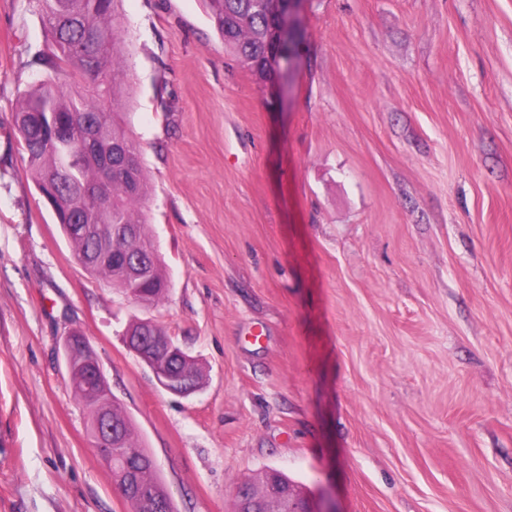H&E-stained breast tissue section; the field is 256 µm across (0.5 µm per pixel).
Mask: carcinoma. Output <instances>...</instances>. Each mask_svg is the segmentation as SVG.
<instances>
[{
    "label": "carcinoma",
    "mask_w": 512,
    "mask_h": 512,
    "mask_svg": "<svg viewBox=\"0 0 512 512\" xmlns=\"http://www.w3.org/2000/svg\"><path fill=\"white\" fill-rule=\"evenodd\" d=\"M210 17L224 43L252 69L273 72V46L270 42L276 17L266 0H207ZM116 0H37L40 21L49 43L39 52L36 63L66 74L71 82H83L89 92L73 94L63 85L46 79L26 91L16 112V130L21 150L27 155L35 183L41 187L55 176L63 179L53 199L61 222L79 216L88 227L112 225V255L117 260L96 259L86 270L107 279L112 287L143 304H155L167 293L169 282L161 270L158 246L141 212L145 197L142 157L139 144L130 138L116 120L119 100L114 88L120 76L122 35L115 14ZM56 112L62 118L79 122L97 121L112 132V140L125 145L133 167L132 182L112 180L98 185L106 166L103 152L84 147L80 132L69 143L60 145L39 137L38 114ZM75 256L91 257L95 241L89 235L70 240ZM148 260L151 279L130 282L120 258ZM71 379L78 399L91 407L89 427L100 414L112 416L122 426L119 451L140 471V487L147 498L168 509L169 496L160 486L150 455L137 446L132 421L115 403L103 395L93 396L85 386L83 372L75 370ZM300 506L308 504L306 493L279 473L264 475L261 483H242L235 493L234 512H288V498Z\"/></svg>",
    "instance_id": "obj_1"
}]
</instances>
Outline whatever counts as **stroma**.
Wrapping results in <instances>:
<instances>
[{"label": "stroma", "mask_w": 512, "mask_h": 512, "mask_svg": "<svg viewBox=\"0 0 512 512\" xmlns=\"http://www.w3.org/2000/svg\"><path fill=\"white\" fill-rule=\"evenodd\" d=\"M121 124L171 287L77 262L13 132L45 30L0 0V512H129L60 343L90 342L175 512L275 470L333 512H512V0H303L293 65L205 0H120ZM202 373L160 387L122 333ZM143 331L139 345H132L131 332L125 331L123 341L126 348L155 374L159 384L166 391L180 396H188L198 390V384L184 371H187L198 383L200 372L195 362H185L183 370L175 367L172 361L192 360L179 346L175 345L165 333L155 325L158 335L154 334L153 323L147 320H136ZM144 346H141L142 343Z\"/></svg>", "instance_id": "stroma-1"}]
</instances>
